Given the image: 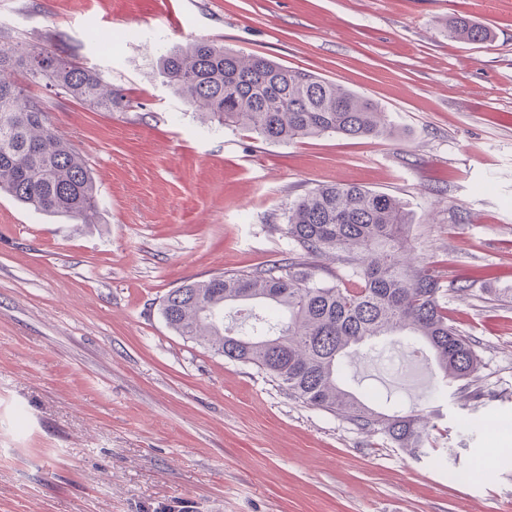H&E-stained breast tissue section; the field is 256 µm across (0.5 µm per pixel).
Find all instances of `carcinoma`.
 <instances>
[{
  "mask_svg": "<svg viewBox=\"0 0 512 512\" xmlns=\"http://www.w3.org/2000/svg\"><path fill=\"white\" fill-rule=\"evenodd\" d=\"M449 31L472 42L489 38L466 17L450 22ZM16 67L103 112L121 97L96 71L62 58L48 43L0 45V191L46 215L92 224L97 193L91 172L57 135L43 104L24 98L6 77ZM161 73L197 111L267 142L390 133L371 99L209 40L165 54ZM286 220L294 244L287 261L184 283L162 300L167 325L227 360L255 366L294 399L383 432L413 454L423 452L432 433L414 411L376 412L338 383L351 349L398 333L430 351L445 387L478 370L472 343L448 319L441 279L402 259L410 229L402 204L356 183H336L298 198ZM247 302L267 310L254 315L252 332L224 326L225 308Z\"/></svg>",
  "mask_w": 512,
  "mask_h": 512,
  "instance_id": "1",
  "label": "carcinoma"
}]
</instances>
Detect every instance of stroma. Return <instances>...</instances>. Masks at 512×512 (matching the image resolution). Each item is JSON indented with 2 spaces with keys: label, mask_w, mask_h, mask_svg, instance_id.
<instances>
[{
  "label": "stroma",
  "mask_w": 512,
  "mask_h": 512,
  "mask_svg": "<svg viewBox=\"0 0 512 512\" xmlns=\"http://www.w3.org/2000/svg\"><path fill=\"white\" fill-rule=\"evenodd\" d=\"M459 16L488 39L449 37ZM198 39L368 97L391 133L285 145L202 118L157 64ZM47 40L130 105L11 74L84 157L98 214L0 192V512H512V0H0V43ZM342 182L403 204L478 355L477 380L444 389L428 361L404 381L396 337L352 358L349 391L434 424L418 457L161 313L185 282L287 258L289 204Z\"/></svg>",
  "instance_id": "1"
}]
</instances>
